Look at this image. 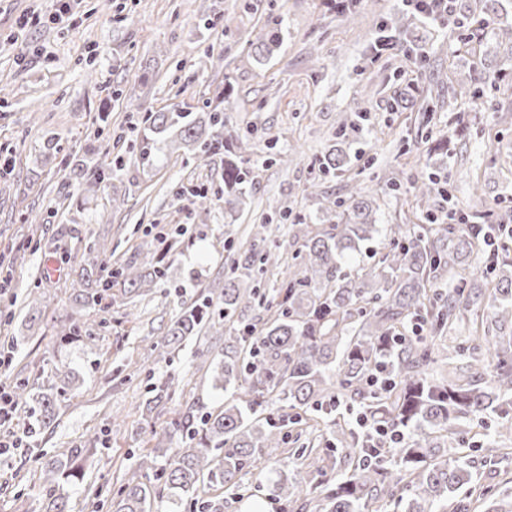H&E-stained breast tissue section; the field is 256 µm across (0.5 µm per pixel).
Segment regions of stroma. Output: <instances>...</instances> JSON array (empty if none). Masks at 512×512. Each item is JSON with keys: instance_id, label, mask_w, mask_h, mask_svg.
I'll return each instance as SVG.
<instances>
[{"instance_id": "1", "label": "stroma", "mask_w": 512, "mask_h": 512, "mask_svg": "<svg viewBox=\"0 0 512 512\" xmlns=\"http://www.w3.org/2000/svg\"><path fill=\"white\" fill-rule=\"evenodd\" d=\"M353 19L332 0H80L69 21L49 16L54 0H0V157L10 173L0 178V255L24 247L12 282L0 293V345L14 344L8 385L35 388L55 371L72 381L48 424H36L30 406L18 409L15 430L35 426L25 447L0 458V512H38L43 451H63L96 436L103 455L70 488L71 512H108L137 456L155 448V432L170 428L189 408L220 409L212 388L210 357L197 349L221 348L220 336H202L176 350L159 338L181 308L192 305L228 271L229 259L253 226L271 225L283 260L299 245L291 226L322 223L325 198L374 194L382 224H421L411 181L431 174L449 178L458 209L488 224L512 225V85L481 104L462 79L506 70L512 46L492 31L463 44L450 25L412 14L393 47L374 53L381 25H391L401 0H349ZM231 17L230 29L208 17ZM282 27V45L263 63L249 55L268 29ZM232 85L236 110L228 127L247 160L251 193L234 216L224 213V182L217 166L161 151L157 167L140 163L142 112L175 103L198 107ZM134 94L141 113L130 112ZM456 96L458 111H422L424 98ZM365 118H357L355 106ZM60 148H44L47 137ZM350 153L346 171L322 174L318 163L333 140ZM121 157L123 165L100 189L79 184L74 157ZM205 188L210 206L200 213L191 188ZM119 199L112 208L111 199ZM183 226L178 249L165 263L175 287L128 298L112 288L107 306L80 312L72 299L83 287L84 266L112 271L140 252L146 233ZM107 242L95 258L88 240ZM86 331L61 340L62 326ZM173 379L171 400L146 414L148 383ZM496 415L469 419L449 456L468 455L473 478L466 487L474 512L486 500L512 495V453L475 450L496 426ZM287 443L281 455L258 459L239 480V494L204 487L201 498L223 501L224 512L259 503L280 512L274 486L288 481L291 512H322L305 464ZM325 479L347 477L353 458L335 450L321 429L310 455Z\"/></svg>"}]
</instances>
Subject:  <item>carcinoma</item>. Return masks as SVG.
Instances as JSON below:
<instances>
[{
	"label": "carcinoma",
	"instance_id": "obj_1",
	"mask_svg": "<svg viewBox=\"0 0 512 512\" xmlns=\"http://www.w3.org/2000/svg\"><path fill=\"white\" fill-rule=\"evenodd\" d=\"M482 4L456 22L457 38L468 43L494 23L496 12ZM280 27L269 29L252 51L256 62L280 46ZM500 88L497 79L471 78L474 100H489ZM233 103L226 97L206 103L195 112L182 104L147 114L146 130L163 137L172 152L192 153L202 164L220 162L224 181V212L237 211L249 193L245 158L234 147L227 129L226 113ZM349 159L332 146L320 161L322 172L342 171ZM88 177L90 188H99L112 175V163L79 168ZM439 191L434 181L415 188V205L426 208ZM377 200L368 194L353 193L348 201L326 199L323 212L332 220L320 232L308 224H294L300 242L298 272L288 275L273 293H267L263 276L268 267L280 265L271 250L258 248L267 239L270 227L261 224L242 246L232 266L234 276L215 281L200 302L183 309L160 338V343L178 348L194 336L208 332L223 335L224 318L236 324L224 335V350L215 355L214 380L232 396L224 409L213 412L204 406L186 411L173 429L162 434L167 448L139 458L110 512H151L155 500L176 505L190 498L198 512H224V504H212L199 497V484L224 486L235 494L239 475L261 456H273L285 443L283 425L257 415L265 400L286 402L295 410L288 422L306 425L310 413L322 407L333 410L336 391L332 379L340 377L342 396L363 400L364 412L385 425L407 432L396 453L401 469L393 472L368 460L369 449L360 442L349 424H336L335 446L357 460L346 479L325 486V512H362L368 501L393 502L401 512H472L471 502L457 499L456 493L471 482L469 464L462 457L440 458L439 440L454 434L463 418L489 411L505 412L512 406V333L470 336L467 345L455 351L469 355L475 367L467 380L435 381L430 373L436 341L453 332L466 312L483 306L477 281L494 276L488 294L493 320L512 321V266L503 260L481 267L485 251L482 237L457 224L430 228L423 224H379ZM383 238L386 252L376 264L355 274L344 264ZM453 281L444 293L437 288L444 277ZM247 277L251 287L239 288ZM87 288L75 298L79 309L102 304L113 283L135 297L143 288H159L167 283L165 269L146 267L131 257L103 277L96 266L84 269ZM266 317L249 316L254 308ZM421 320V333L394 340L395 329ZM388 369L390 391L372 396L368 381L379 368ZM173 382L150 388L145 400L151 411L168 400ZM55 394L50 391L37 402V421L51 420ZM512 436V421L500 420L495 435H486L481 450L496 455L499 441ZM101 449L69 448L46 457L43 484L37 493L39 512H67L69 494L65 486L83 481V457ZM167 468H158V458Z\"/></svg>",
	"mask_w": 512,
	"mask_h": 512
}]
</instances>
